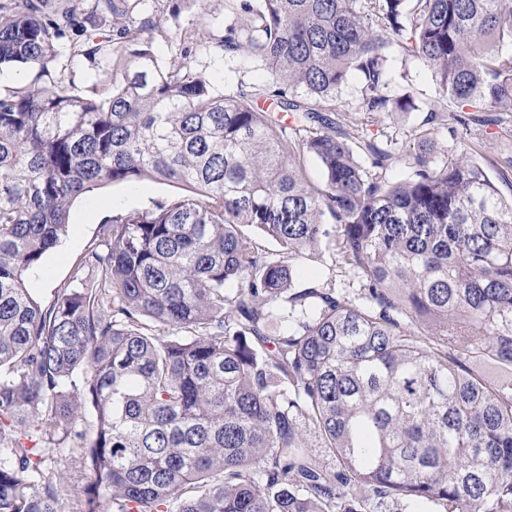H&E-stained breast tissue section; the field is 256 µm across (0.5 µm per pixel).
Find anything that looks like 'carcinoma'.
I'll use <instances>...</instances> for the list:
<instances>
[{"label":"carcinoma","instance_id":"cac0c4a2","mask_svg":"<svg viewBox=\"0 0 512 512\" xmlns=\"http://www.w3.org/2000/svg\"><path fill=\"white\" fill-rule=\"evenodd\" d=\"M129 2L92 0L86 20ZM225 12L219 46L264 66L267 86L217 93L187 63L159 64L148 19L121 46L82 42L68 5L0 0V68L38 67L0 93V512H64L53 445L92 475L75 512H512V199L490 175L509 181L512 152L481 160L459 141L392 182L384 132L417 109L387 91L396 50L448 100L422 125H497L491 112L512 109V0ZM65 42L72 58L111 57L106 96L56 84ZM353 74L350 127L339 93ZM142 180L189 194L104 219L42 306L27 280L74 203ZM326 255L361 288L295 287L297 263ZM474 360L507 375L489 381Z\"/></svg>","mask_w":512,"mask_h":512}]
</instances>
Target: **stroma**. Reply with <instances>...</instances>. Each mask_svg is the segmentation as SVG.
<instances>
[{"label": "stroma", "instance_id": "35a3bbf8", "mask_svg": "<svg viewBox=\"0 0 512 512\" xmlns=\"http://www.w3.org/2000/svg\"><path fill=\"white\" fill-rule=\"evenodd\" d=\"M151 19L153 27L147 39L160 62H169L180 43L179 30L193 29L196 38L187 57L188 63L202 72L216 89L224 87L260 86L266 83L267 73L258 64L245 59L228 60L216 42L224 33V0H205L202 7H191L187 0H140L138 6L123 23L93 30L99 40L119 41L123 26L138 24ZM59 85L78 90L89 86L106 89L112 85V67L107 59L74 60L68 48H61L52 67ZM391 94L410 93L417 111L396 116L387 128L388 134L397 137L401 159L389 172L392 179L404 178L413 157L419 153L420 144L411 130L424 118V110L441 105L438 85L431 71L416 59L397 62L389 86ZM183 186L165 181H139L114 184L77 201L70 215L66 237L46 258L43 267L32 276L28 285L41 300L50 305L58 288L67 283L76 261L98 243L101 221L109 215L153 208L157 202L184 194ZM319 281L334 285L336 289L355 288L359 285L356 274L334 267L330 259L302 261L298 266V281L305 284Z\"/></svg>", "mask_w": 512, "mask_h": 512}]
</instances>
